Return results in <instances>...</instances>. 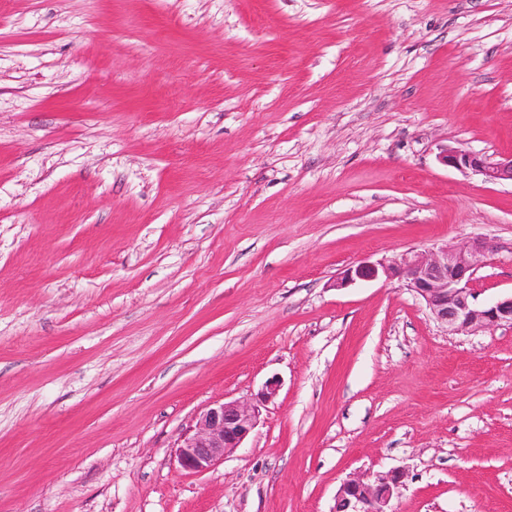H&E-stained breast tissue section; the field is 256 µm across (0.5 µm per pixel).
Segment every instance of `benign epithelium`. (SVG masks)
Listing matches in <instances>:
<instances>
[{"label":"benign epithelium","mask_w":512,"mask_h":512,"mask_svg":"<svg viewBox=\"0 0 512 512\" xmlns=\"http://www.w3.org/2000/svg\"><path fill=\"white\" fill-rule=\"evenodd\" d=\"M440 161L458 170H469L486 182L512 183V154L492 159L448 149L440 155ZM485 253L484 243L474 241L410 251L375 262L364 259L347 268L336 286L382 277L387 281L396 279L421 298L433 318L450 334L512 325V294L480 303L472 288L473 276L484 263ZM258 417V406L248 401H224L207 407L199 414L192 433L177 447L180 467L193 473L211 469L225 455L243 447ZM403 479L404 473L397 470L379 472L370 478L351 476L336 492L334 512H390L388 506Z\"/></svg>","instance_id":"7a95c632"}]
</instances>
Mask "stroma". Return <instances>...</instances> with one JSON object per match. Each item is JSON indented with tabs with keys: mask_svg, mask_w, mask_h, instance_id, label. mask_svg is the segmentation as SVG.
Masks as SVG:
<instances>
[{
	"mask_svg": "<svg viewBox=\"0 0 512 512\" xmlns=\"http://www.w3.org/2000/svg\"><path fill=\"white\" fill-rule=\"evenodd\" d=\"M512 0H0V512H512V326L363 259L478 240L512 292ZM243 448L175 451L256 397ZM441 163L458 170H469L491 183L512 185V154L499 159L465 150L447 149L439 157ZM258 406L248 401L233 400L210 405L197 419L192 433L177 447V461L188 472L211 469L224 456L242 448L255 429ZM404 473L379 472L372 478L350 476L336 492L334 512H391L388 506L402 485Z\"/></svg>",
	"mask_w": 512,
	"mask_h": 512,
	"instance_id": "1",
	"label": "stroma"
}]
</instances>
